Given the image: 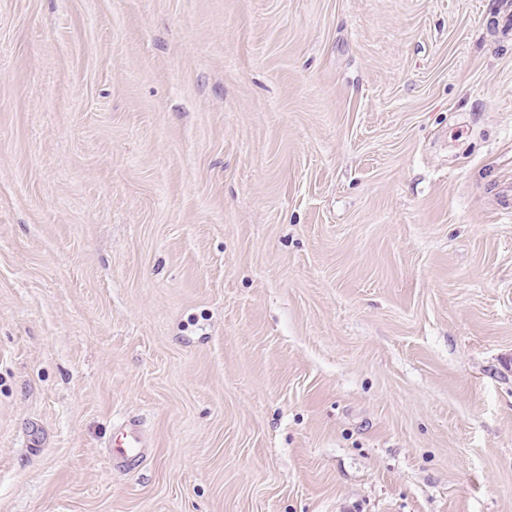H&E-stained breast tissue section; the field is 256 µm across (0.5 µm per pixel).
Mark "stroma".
Here are the masks:
<instances>
[{
  "mask_svg": "<svg viewBox=\"0 0 512 512\" xmlns=\"http://www.w3.org/2000/svg\"><path fill=\"white\" fill-rule=\"evenodd\" d=\"M499 20L0 0V512H512ZM105 447L111 448L108 460L112 467L121 468L143 458L149 444L139 421L128 418L113 422Z\"/></svg>",
  "mask_w": 512,
  "mask_h": 512,
  "instance_id": "obj_1",
  "label": "stroma"
}]
</instances>
